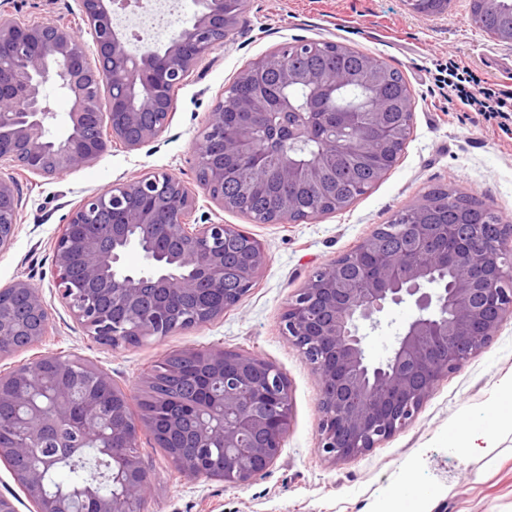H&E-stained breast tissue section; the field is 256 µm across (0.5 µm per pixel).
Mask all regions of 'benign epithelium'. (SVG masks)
<instances>
[{"label": "benign epithelium", "instance_id": "obj_1", "mask_svg": "<svg viewBox=\"0 0 512 512\" xmlns=\"http://www.w3.org/2000/svg\"><path fill=\"white\" fill-rule=\"evenodd\" d=\"M80 16L93 36L88 55L73 29L64 23L25 25L0 14V164L31 174L60 178L88 166L112 146L137 150L155 140L172 121L170 85L182 84L196 64L224 44L237 12L224 0H195L198 13L161 47L130 49V38L112 14L131 0H78ZM263 68L251 66L237 81L249 88L224 112L219 100L195 142L197 182L222 210H236L252 185L241 184L230 197L224 185L228 164L258 157V119L274 107L284 110L290 84L319 87L317 71L287 68L281 90L261 87ZM71 101L64 134L51 135L56 119L47 84ZM107 96H102V88ZM391 104L367 113L368 125L384 131ZM301 133L311 136L337 116L344 126L362 114L316 112L306 106ZM320 158L300 162L281 155L276 172L294 189L283 195L268 216L280 224L310 219L299 203L306 190L323 181L325 161L351 152L363 162L392 151L393 140L363 137L351 143L336 133L321 135ZM20 199L16 182L0 177V252L17 236ZM195 201L182 180L145 173L84 197L61 225L53 245L52 277L60 302L96 342L126 345L215 320L237 304L263 272L262 243L239 224L193 219ZM143 254L145 268L123 266L127 250ZM465 271L447 281L444 275ZM224 295V304L205 308L171 306V299L199 301ZM410 302L417 316L398 337L388 359L378 365L365 355L363 325L375 330L392 304ZM512 317V226L509 224H384L355 251L318 267L288 301L283 332L317 373L320 381L319 443L332 462L360 457L411 423L437 383L460 371L482 351ZM52 330L46 301L29 278L0 288V360L42 344ZM179 362L141 381L156 388L154 409L135 414L128 399L105 410L74 412L75 392L93 383L105 396L114 392L111 377L91 365L62 355H37L0 373V404L20 407L9 418L21 434L0 444L7 465L25 461L33 448H83L102 436L101 421L111 427L112 459L126 477L121 496H97V512H135L145 481L134 448L146 429L181 471L192 477L248 483L274 464L291 421V397L284 375L251 355L216 348L186 349ZM42 362L65 380L48 405L28 399L43 380ZM203 448L224 449V459L210 462ZM45 471L27 467L23 488L39 506Z\"/></svg>", "mask_w": 512, "mask_h": 512}]
</instances>
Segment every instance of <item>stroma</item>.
<instances>
[{
    "label": "stroma",
    "mask_w": 512,
    "mask_h": 512,
    "mask_svg": "<svg viewBox=\"0 0 512 512\" xmlns=\"http://www.w3.org/2000/svg\"><path fill=\"white\" fill-rule=\"evenodd\" d=\"M1 13L22 24L70 22L85 48L93 46L77 0H0ZM469 14V0H450L436 17L417 15L406 0H244L223 46L176 87L173 119L155 141L135 151L112 148L93 165L60 178L0 167V176L16 181L21 202L16 242L0 253V287L28 277L41 290L54 331L40 352L81 357L109 373L132 399L144 374L186 348L253 355L288 381L292 416L281 453L246 485L188 477L140 432L138 455L151 482L143 512H376L409 485L447 512H512V428H502L493 448L478 458L448 444L455 422L482 423L512 386V319L460 372L439 382L410 425L365 455L336 463L318 448L319 378L283 336L281 324L289 296L315 268L355 250L429 191L455 188L493 201L496 212L512 220V131L503 129L501 117L461 111L439 87L451 59L489 82L512 86V44L473 26ZM299 40L339 42L397 67L413 95L411 135L395 167L345 210L299 223L258 224L211 202L196 180L194 144L213 105L244 68ZM149 172L173 175L193 189L198 223L250 230L263 244L267 264L253 287L215 321L112 348L87 336L58 301L52 243L64 217L86 195ZM415 314L407 303L389 307L381 328L367 333L370 362L390 356Z\"/></svg>",
    "instance_id": "1"
}]
</instances>
